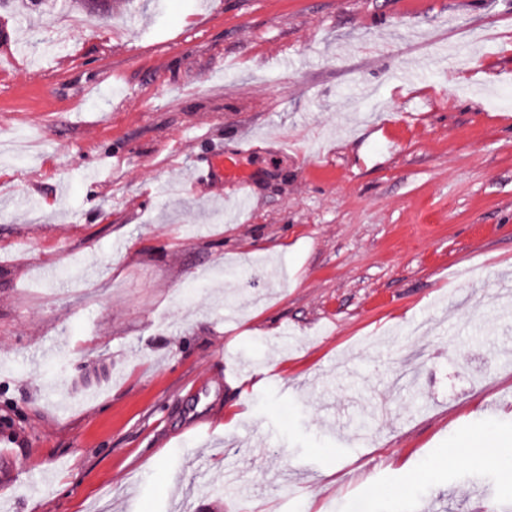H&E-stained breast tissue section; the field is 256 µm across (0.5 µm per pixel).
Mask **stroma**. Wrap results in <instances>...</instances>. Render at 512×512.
<instances>
[{
    "instance_id": "obj_1",
    "label": "stroma",
    "mask_w": 512,
    "mask_h": 512,
    "mask_svg": "<svg viewBox=\"0 0 512 512\" xmlns=\"http://www.w3.org/2000/svg\"><path fill=\"white\" fill-rule=\"evenodd\" d=\"M62 13L0 0V512H512V0ZM209 181L228 183L232 187L231 200L237 210H249L252 205L251 183L247 176L238 170L237 162L233 159L225 160L224 156H217L206 160V167H195L193 173V186Z\"/></svg>"
}]
</instances>
